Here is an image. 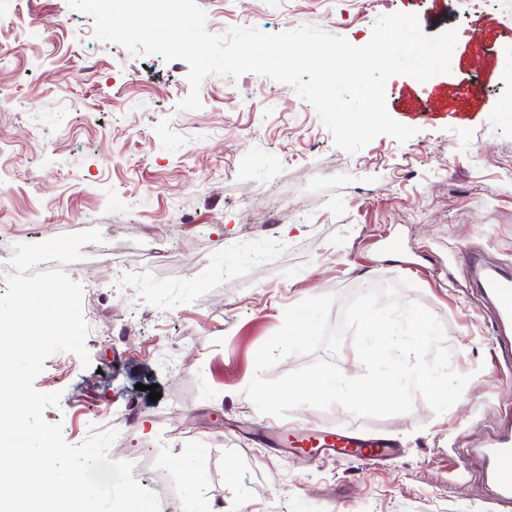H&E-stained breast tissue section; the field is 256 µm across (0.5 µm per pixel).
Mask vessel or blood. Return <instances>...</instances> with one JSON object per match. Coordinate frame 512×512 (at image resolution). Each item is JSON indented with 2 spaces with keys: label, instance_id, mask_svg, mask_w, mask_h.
Masks as SVG:
<instances>
[{
  "label": "vessel or blood",
  "instance_id": "vessel-or-blood-1",
  "mask_svg": "<svg viewBox=\"0 0 512 512\" xmlns=\"http://www.w3.org/2000/svg\"><path fill=\"white\" fill-rule=\"evenodd\" d=\"M501 322H512V277L492 281L488 286ZM299 444L308 448L309 454H326L329 457L351 460L365 465L390 456V441L373 440L350 430L330 434L304 433ZM463 468L480 470L486 494V503L500 507L512 505V426L497 431L481 447L467 449L460 460Z\"/></svg>",
  "mask_w": 512,
  "mask_h": 512
}]
</instances>
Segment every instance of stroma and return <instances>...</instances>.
<instances>
[{"label": "stroma", "mask_w": 512, "mask_h": 512, "mask_svg": "<svg viewBox=\"0 0 512 512\" xmlns=\"http://www.w3.org/2000/svg\"><path fill=\"white\" fill-rule=\"evenodd\" d=\"M197 4L214 35L278 34L291 19L361 46L403 12L458 39L449 72L387 83L390 116L415 135L349 153L289 85L265 79L260 98L253 73L212 74L186 111L185 61L98 39L67 0H0V235L31 244L92 226L108 249L94 269L62 266L92 316L90 363L46 359L35 387L60 395L46 420L72 445L116 432L110 459L138 460L148 490L179 489L172 512H489L479 473L457 464L512 421V361L491 358L495 313L463 254L512 273V0ZM410 263L428 273L399 297L442 323L467 378L460 399L440 415L418 399L385 418L335 405L282 419L398 440L375 465L292 464L255 442L282 421L245 389L285 310L395 281ZM190 448L202 473L191 501L178 463Z\"/></svg>", "instance_id": "obj_1"}]
</instances>
